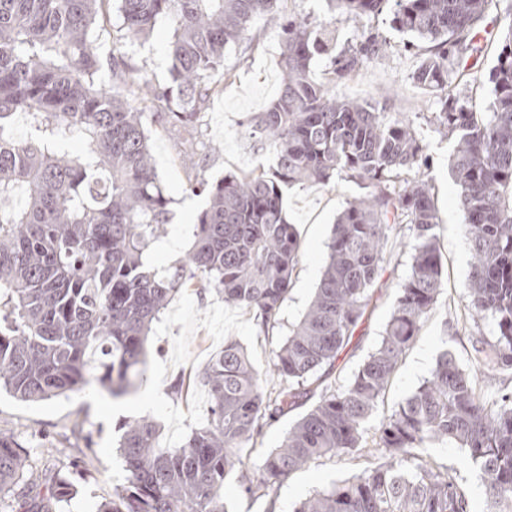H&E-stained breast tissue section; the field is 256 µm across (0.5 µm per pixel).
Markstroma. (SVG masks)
<instances>
[{
  "label": "stroma",
  "mask_w": 512,
  "mask_h": 512,
  "mask_svg": "<svg viewBox=\"0 0 512 512\" xmlns=\"http://www.w3.org/2000/svg\"><path fill=\"white\" fill-rule=\"evenodd\" d=\"M279 10L317 24L335 21L336 42L340 45L354 40L368 28L377 29L385 36L390 43L386 56L367 63L349 79L333 85L332 90L343 99L390 97L393 111L414 120L432 160L428 177L434 185L440 218L437 234L448 288L439 296L434 312L422 324L383 399L367 421L366 429L372 433L397 402L429 378L442 351L451 352L463 368H471L475 346L481 340L492 339L494 326L488 321L476 326L466 321L471 254L463 231L464 216L457 204L458 188L448 166L453 143L439 136L429 122L436 107V92L418 87L411 79L419 63L415 51L409 47L412 35L394 29L385 15L376 18L336 15L329 0H281ZM104 11V20L93 32L96 50L104 63L101 81L111 84L112 55L121 52L142 79L168 84L171 59L167 43L172 35L171 20L160 17L147 39L127 43L121 38L116 0H109ZM484 27L486 32L479 41V50L471 60L470 79L459 87L461 98L478 112L489 109L492 95L487 78L500 48V28L495 15H488ZM280 53V40L265 16L254 18L242 45L225 53L224 82L210 98L202 117L203 140L210 150L205 170L207 179L214 181L230 172L266 170L274 165V153L252 137L246 119L262 111L278 93L282 79ZM146 127L161 183L173 200L167 233L178 239L175 253H167L155 245L148 252V264L163 273L185 258L207 199L189 189L193 174L181 162L178 132L151 119L147 120ZM361 192L360 186L343 176L327 186H295L285 190L283 205L290 223L295 224L299 232L300 263L272 338L258 336L247 310L225 305L203 281L195 278L175 294L148 335L145 383L151 388V403H143L138 393L116 399L94 385L66 398L38 403L17 401L0 390V429L23 441L34 454H42L52 446L71 448L73 427H81L89 435L95 473L86 480L75 478L76 492L65 512H97L98 507L111 498L113 487L123 483L125 472L117 455V442L127 421L140 416L152 418L161 427L159 447L175 449L192 429L206 420L209 397L198 375L211 354L223 347L225 337L235 338L260 371H270L274 350L287 338L310 304L327 258L337 215L348 200ZM411 242L412 236L407 233L391 238L387 244L376 307L338 362L343 375H351L379 344L398 288L409 274ZM177 383L182 389L175 395L171 387ZM303 413V408L298 407L286 416L267 422L252 447L246 449L245 463L256 465L263 454L280 447L289 425ZM432 454L454 469L469 499L471 512H488L486 490L479 472L463 452L448 446L433 449ZM381 461L378 455L339 454L322 458L281 482L271 503L248 499L237 482L229 479L224 483V501L229 512H266L271 505L276 506L278 512H293L306 496L329 489L356 471Z\"/></svg>",
  "instance_id": "35a3bbf8"
}]
</instances>
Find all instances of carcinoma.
Instances as JSON below:
<instances>
[{
    "label": "carcinoma",
    "mask_w": 512,
    "mask_h": 512,
    "mask_svg": "<svg viewBox=\"0 0 512 512\" xmlns=\"http://www.w3.org/2000/svg\"><path fill=\"white\" fill-rule=\"evenodd\" d=\"M106 0H0V388L25 402L76 393L95 383L114 397L144 382V342L187 281L199 276L224 303L252 312L269 336L299 265V238L283 208V190L350 178L366 192L336 219L328 260L301 321L275 350L272 388L248 353L224 339L199 375L210 398L206 424L179 448L156 444L157 424H125L119 455L125 483L99 512H228L224 482L236 478L249 499L270 498L315 460L367 447L364 424L386 391L444 288L439 217L425 146L413 123L388 112L389 99L350 101L314 78L329 58L332 81L386 55L373 29L336 49V37L305 18L277 15V0H118L122 38L150 35L172 20L168 42L174 86L157 87L112 57V81L134 85L138 101L99 82L102 61L92 30ZM343 14L377 17L425 44L412 81L438 92L435 130L453 141L449 168L458 186L472 255L468 314L491 320L493 340L475 362L512 370V8L500 16L501 50L489 75L491 111L475 112L454 93L495 0H333ZM275 20L282 51L277 97L249 119L275 153L271 172L230 173L191 184L206 194L194 241L167 275L144 254L171 220L153 163L146 112L182 136L193 169L208 154L199 116L224 67L225 50L244 41L251 20ZM17 112L31 114L43 138L7 135ZM82 140L74 156L48 140ZM19 193L22 207L9 205ZM412 232L410 273L400 285L384 335L358 368L338 382V360L364 322L381 277L384 247ZM315 403L279 448L254 468L243 448L264 422ZM385 461L303 499L294 512H470L452 469L427 449L466 451L484 479L491 512H512V392L489 395L476 374L440 354L430 377L399 402L372 439ZM49 455L40 461L0 430V506L7 512H60L72 496L71 469L89 476L93 458Z\"/></svg>",
    "instance_id": "cac0c4a2"
}]
</instances>
